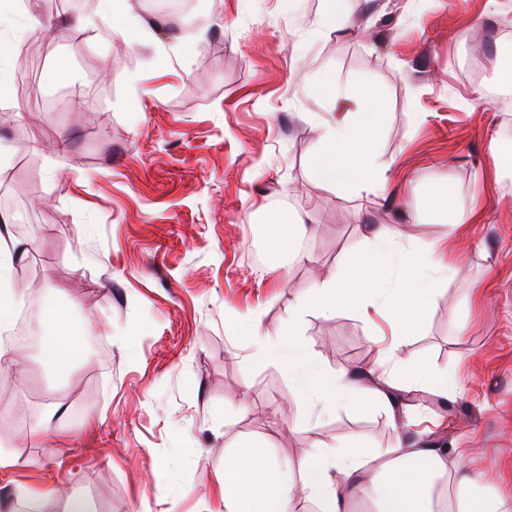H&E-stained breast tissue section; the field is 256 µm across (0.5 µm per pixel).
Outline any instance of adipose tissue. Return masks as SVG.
<instances>
[{
	"mask_svg": "<svg viewBox=\"0 0 512 512\" xmlns=\"http://www.w3.org/2000/svg\"><path fill=\"white\" fill-rule=\"evenodd\" d=\"M112 20L113 35L133 44L153 41L136 22L135 0H99ZM320 95L333 112L320 128V147L312 171L321 183L375 193L385 187L386 166L377 143L385 103L367 85L340 86L329 77ZM400 229L381 230L372 245L343 273L328 271L298 292L288 310L289 329L258 333L253 338L255 362H275L288 371L297 391L318 414L342 405L389 407L393 373L405 363L406 341L420 325L441 282L454 276L453 266L438 263L433 247L404 246ZM27 243L0 232V334L8 332L18 307L38 295L12 281L15 260ZM353 308L367 323L378 317L393 320L389 344H374L372 363L364 370L326 375L308 345L292 330L293 323L316 309L332 312ZM97 329L90 319L74 320L53 313L46 334L45 357L60 379H67L84 354L88 336ZM469 451L419 439L400 441L386 453L347 448L328 454L303 451L297 469L273 464L251 450L224 462L223 500L226 512H295L299 498L318 500L322 512H347L352 493L374 500L378 512H503L500 498L487 495L492 476L467 470ZM17 496L28 512H91L89 502L58 490L19 487Z\"/></svg>",
	"mask_w": 512,
	"mask_h": 512,
	"instance_id": "adipose-tissue-1",
	"label": "adipose tissue"
}]
</instances>
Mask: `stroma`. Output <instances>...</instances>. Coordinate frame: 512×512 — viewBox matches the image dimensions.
Listing matches in <instances>:
<instances>
[{
  "label": "stroma",
  "instance_id": "obj_1",
  "mask_svg": "<svg viewBox=\"0 0 512 512\" xmlns=\"http://www.w3.org/2000/svg\"><path fill=\"white\" fill-rule=\"evenodd\" d=\"M326 0H186L139 18L160 40L205 32L201 56L179 63L131 45L110 20L81 28L97 0H0V146L13 148L9 199L33 211L41 306L70 308L98 326L104 356L86 348L58 385L43 347L27 349L23 393L0 420V512H25L15 487L53 486L94 512H219L224 460L263 449L297 466L303 450L395 447L382 407L341 406L319 417L279 364L256 363L252 331H276L300 287L343 269L376 225L402 227L411 246L440 244L456 274L434 296L405 354L456 374L463 390L409 387L406 410L425 440L469 449V468L499 474L512 491V168L494 163L512 138V112L487 96L512 0H342L337 27ZM56 18L43 39L35 16ZM394 32L377 48L375 27ZM426 54L430 74L414 75ZM151 93L143 95V76ZM371 85L386 100L378 150L384 194L317 182L311 157L328 107L316 87ZM450 187L468 217L442 223L408 199ZM302 210L303 259L273 251L264 223ZM297 332L329 374L368 365L371 328L349 309L308 312ZM61 398L58 433L27 431Z\"/></svg>",
  "mask_w": 512,
  "mask_h": 512
}]
</instances>
